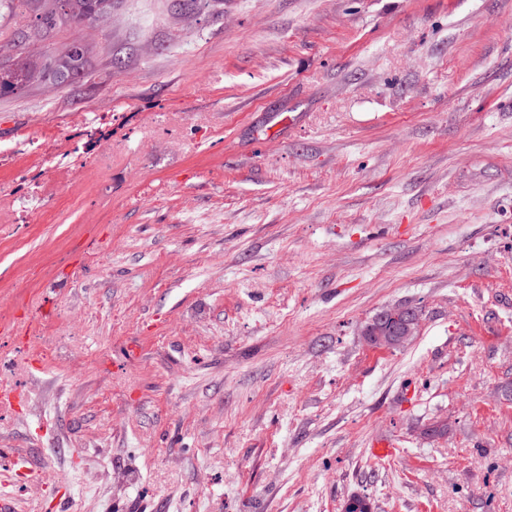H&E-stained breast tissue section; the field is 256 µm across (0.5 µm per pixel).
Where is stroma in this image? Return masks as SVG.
Listing matches in <instances>:
<instances>
[{
    "instance_id": "35a3bbf8",
    "label": "stroma",
    "mask_w": 512,
    "mask_h": 512,
    "mask_svg": "<svg viewBox=\"0 0 512 512\" xmlns=\"http://www.w3.org/2000/svg\"><path fill=\"white\" fill-rule=\"evenodd\" d=\"M76 37L84 77L0 95L52 216L0 243L16 512H512V0H112L23 55ZM53 154H46L45 141L40 142L39 138H34L31 142L32 150L36 154H42V162L46 165L47 169H58V168H70L72 167L71 155L78 152V149L74 148L71 153L66 148V140L63 138L53 139Z\"/></svg>"
}]
</instances>
